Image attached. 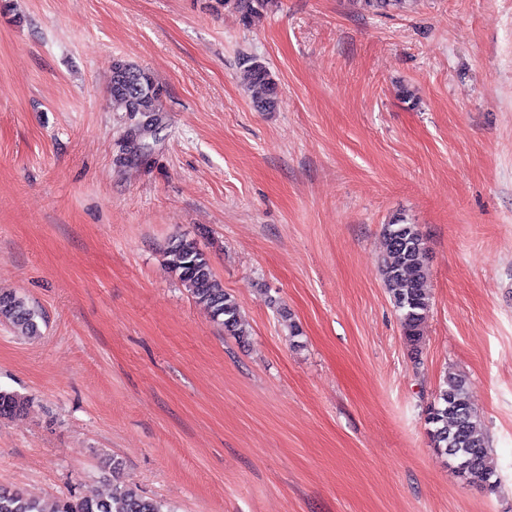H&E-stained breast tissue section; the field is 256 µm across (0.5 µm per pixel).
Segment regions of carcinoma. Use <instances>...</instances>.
I'll return each mask as SVG.
<instances>
[{
  "label": "carcinoma",
  "instance_id": "1",
  "mask_svg": "<svg viewBox=\"0 0 512 512\" xmlns=\"http://www.w3.org/2000/svg\"><path fill=\"white\" fill-rule=\"evenodd\" d=\"M231 6L245 27L252 25L261 11L275 5L274 0H223ZM243 79L258 112H274L279 105L278 89L269 68L251 56L240 62ZM163 89L152 74L132 63L117 59L112 65L110 98L115 112L164 111ZM385 252L381 274L388 293L399 312L404 340L417 350L423 325L430 310L427 292L426 243L417 225L396 218L382 227ZM165 261L195 302L204 305L212 319L232 336L245 335L238 302L216 277L207 254L197 242L176 238L164 249ZM39 315L28 302L12 293L0 292V319L8 321L23 336L38 334ZM28 400L11 391L0 390V418L23 414ZM428 424L434 449L450 458L466 483L494 493L499 489L493 463V448L481 432L468 390L466 377L448 374L442 381L436 401L429 408ZM112 468V487L101 495L60 501L48 511L40 502L17 489L0 487V512H166L165 504L136 487L120 481L123 463L106 461Z\"/></svg>",
  "mask_w": 512,
  "mask_h": 512
}]
</instances>
